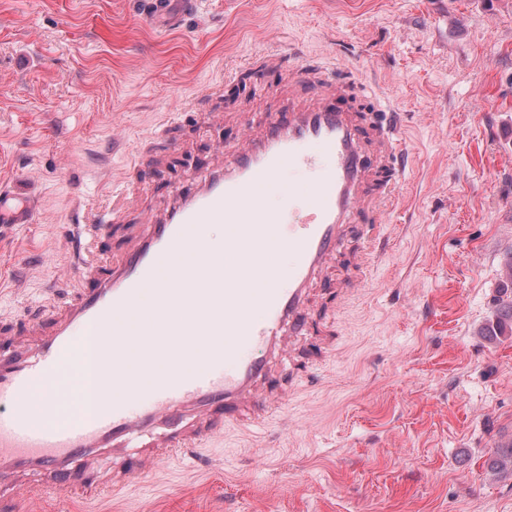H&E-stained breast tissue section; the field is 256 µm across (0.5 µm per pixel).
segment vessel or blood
I'll use <instances>...</instances> for the list:
<instances>
[{
  "label": "vessel or blood",
  "instance_id": "1",
  "mask_svg": "<svg viewBox=\"0 0 512 512\" xmlns=\"http://www.w3.org/2000/svg\"><path fill=\"white\" fill-rule=\"evenodd\" d=\"M196 0H142L143 14L171 23L192 14ZM316 92L296 100L295 89ZM352 78L310 64L296 69L279 94L286 109L266 113L245 128L232 147L215 145L204 173L161 202L152 224L127 237L116 251L101 244L132 203L130 186L112 205V216L80 224L83 244L70 264L85 277L50 291L38 316L0 325V512H16L15 489L36 498L50 489L92 500L127 490L163 456L195 453L281 407L301 377L270 381L275 362L292 352L315 314L314 289L332 268L346 242L364 241L401 200L408 150L396 113L373 102L353 104ZM287 168L320 170L317 181L289 186V197L307 205L288 213H266L260 191ZM38 202L13 190L0 191V223L30 224ZM233 222L238 238L221 256L208 248L209 225ZM284 234L295 256L287 279L269 273L258 316L245 306L241 276L252 248ZM366 249L352 253L349 274L337 282L345 298L367 277ZM143 311L142 336H183L182 352L163 367L146 365L140 380L123 370L124 346L99 349L100 378L130 381V396L101 401L76 424L34 421L29 399L42 382L59 379L60 364L77 345L101 332L117 334L123 316ZM245 337L254 352L241 354ZM121 466L104 477L102 456Z\"/></svg>",
  "mask_w": 512,
  "mask_h": 512
}]
</instances>
